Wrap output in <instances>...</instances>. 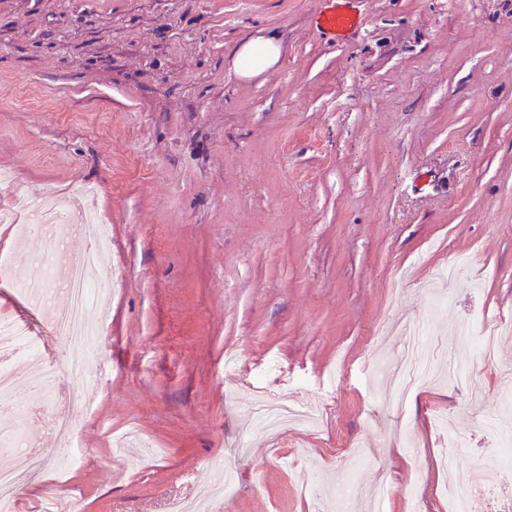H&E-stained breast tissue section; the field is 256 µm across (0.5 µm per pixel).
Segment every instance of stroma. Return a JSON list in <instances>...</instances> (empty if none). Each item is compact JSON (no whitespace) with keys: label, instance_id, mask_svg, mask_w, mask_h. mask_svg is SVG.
Instances as JSON below:
<instances>
[{"label":"stroma","instance_id":"1","mask_svg":"<svg viewBox=\"0 0 512 512\" xmlns=\"http://www.w3.org/2000/svg\"><path fill=\"white\" fill-rule=\"evenodd\" d=\"M326 0H0V208L17 195L96 187L110 285L100 389L16 512L46 496L79 512H168L234 470L209 512H308L360 449L362 498L448 512L442 489L478 475L506 505L489 427L512 429L499 371L465 325L512 317V0H350L335 39ZM277 33L279 62H232ZM43 240L0 243V314L61 347L18 284ZM468 273L442 279L450 255ZM423 323L435 380L388 403L383 365ZM317 406L278 432L255 400ZM469 445L454 469L448 436ZM328 1L332 6L323 11L319 18V26L325 33L334 37L344 36V33L357 27V18L346 10V2L336 4L334 0ZM282 44L272 35H259L244 42L233 61L235 74L241 79H251L271 69L279 60Z\"/></svg>","mask_w":512,"mask_h":512}]
</instances>
